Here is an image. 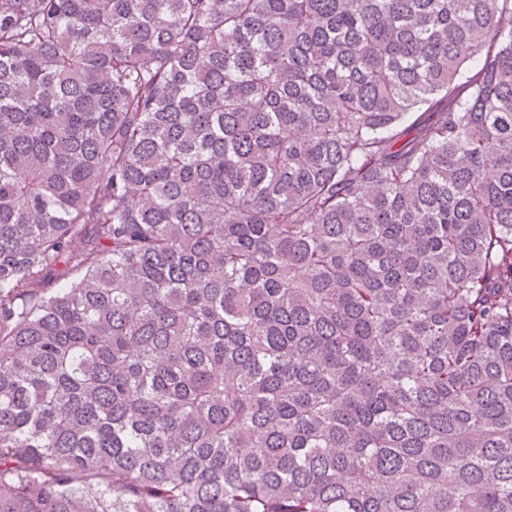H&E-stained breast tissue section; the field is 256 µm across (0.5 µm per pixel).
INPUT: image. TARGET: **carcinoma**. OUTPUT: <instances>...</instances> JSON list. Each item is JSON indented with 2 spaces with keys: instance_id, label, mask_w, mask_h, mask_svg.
Here are the masks:
<instances>
[{
  "instance_id": "carcinoma-1",
  "label": "carcinoma",
  "mask_w": 512,
  "mask_h": 512,
  "mask_svg": "<svg viewBox=\"0 0 512 512\" xmlns=\"http://www.w3.org/2000/svg\"><path fill=\"white\" fill-rule=\"evenodd\" d=\"M0 512H512V0H0Z\"/></svg>"
}]
</instances>
